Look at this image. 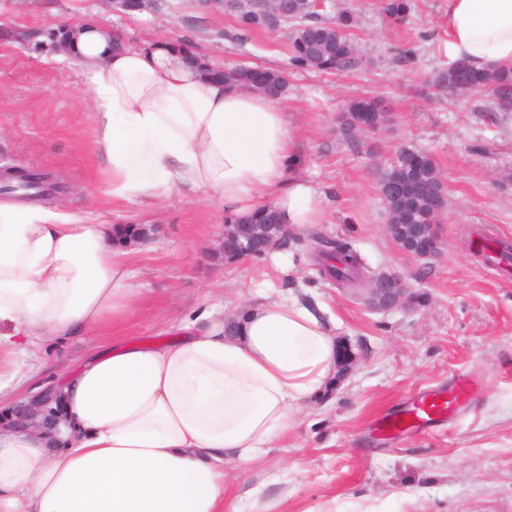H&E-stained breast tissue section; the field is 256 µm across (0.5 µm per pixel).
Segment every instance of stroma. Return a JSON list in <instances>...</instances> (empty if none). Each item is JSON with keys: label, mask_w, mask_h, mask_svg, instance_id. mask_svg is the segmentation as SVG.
I'll list each match as a JSON object with an SVG mask.
<instances>
[{"label": "stroma", "mask_w": 512, "mask_h": 512, "mask_svg": "<svg viewBox=\"0 0 512 512\" xmlns=\"http://www.w3.org/2000/svg\"><path fill=\"white\" fill-rule=\"evenodd\" d=\"M356 15L363 62L338 74L290 73L282 105L291 117L298 173L327 192L325 219L288 243L298 294L327 308L338 340L359 361L329 397L311 405L287 447L271 448L243 477L233 464L225 504L243 491L280 499L276 512H512V267L474 249L488 238L512 243V142L497 113L475 95L441 100L421 86L448 66L447 0H414L410 22L391 26L377 0H343ZM94 21L137 46L191 40L217 67L288 70L282 32L243 34L226 10L203 0H158L156 9L118 12L104 0H0V170H39L59 188L44 208L89 213L110 224L156 225L130 265L139 291L133 313L110 339L169 340L174 324L204 297L231 304L286 286L270 256L214 258L224 207L200 194L166 192L151 207L106 193L93 147L91 96L80 68L50 49L59 28ZM382 99L392 114L350 145L338 115L352 98ZM435 158L447 186L441 247L418 259L388 236L379 181L396 153ZM351 244L371 273H395L429 301L388 313L369 309L320 272L319 240ZM468 378L474 397L448 419L381 434V417L433 390Z\"/></svg>", "instance_id": "obj_1"}]
</instances>
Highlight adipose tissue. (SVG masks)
Here are the masks:
<instances>
[{
    "mask_svg": "<svg viewBox=\"0 0 512 512\" xmlns=\"http://www.w3.org/2000/svg\"><path fill=\"white\" fill-rule=\"evenodd\" d=\"M448 55L512 67V0H448ZM94 148L113 199L201 193L226 214L273 207L291 234L322 223L325 194L296 172L280 100L204 79L164 44L113 47L76 27ZM138 290L111 225L0 203V401L39 392L51 339L124 321ZM161 344L91 348L58 381L53 428L0 420V512H241L224 466L247 468L295 429L337 368L336 322L293 292L213 306Z\"/></svg>",
    "mask_w": 512,
    "mask_h": 512,
    "instance_id": "adipose-tissue-1",
    "label": "adipose tissue"
}]
</instances>
